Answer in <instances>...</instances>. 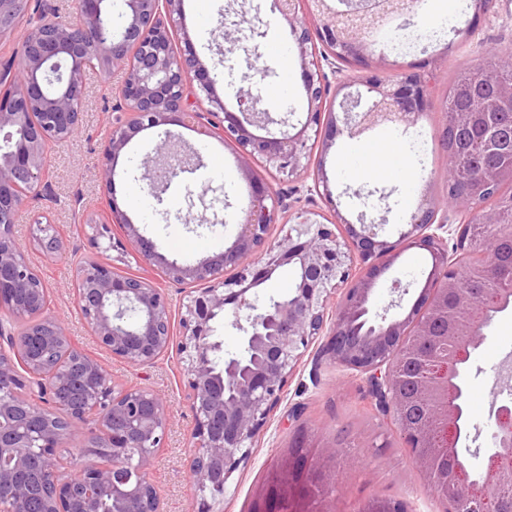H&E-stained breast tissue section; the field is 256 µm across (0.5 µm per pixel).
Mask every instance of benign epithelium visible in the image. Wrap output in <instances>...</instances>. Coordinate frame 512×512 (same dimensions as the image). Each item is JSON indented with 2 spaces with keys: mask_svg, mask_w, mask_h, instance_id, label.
<instances>
[{
  "mask_svg": "<svg viewBox=\"0 0 512 512\" xmlns=\"http://www.w3.org/2000/svg\"><path fill=\"white\" fill-rule=\"evenodd\" d=\"M111 0H76L79 21L59 19L48 6L29 28L19 51L0 69V310L23 323L15 330L0 317V512H98L97 492H112L114 512H159L160 495L149 478L152 456L167 435L166 401L143 387H118L101 361L72 346L61 323L50 314L48 289L31 266L15 233L14 217L23 202L47 187L49 143L76 135L86 96L84 73L121 75L119 112L112 138L103 146L97 175L115 184L120 156L143 131L164 128L146 156L140 189L158 195L198 163L185 154L171 130L188 117L198 133L230 140L250 188V202L232 244L196 262L169 259L117 201L83 223L96 248L135 255L161 271L164 279L191 285L182 303L181 330L174 331L173 304L154 279L125 276L94 260L77 268L75 288L81 311L99 344L131 366L155 363L175 350L187 371V398L194 415L188 440L198 512H218L224 489L245 459L287 378L310 344L326 337L321 351L368 388L370 406L393 423L424 480L439 459L459 454L456 378L470 349L483 340L486 314L512 303V285L482 292L460 287L463 254L473 245L468 225H487V237L500 240L491 210L493 197L483 180L457 190L453 211L440 212L429 198L420 201L395 241L379 236L377 224L349 222L334 209L332 225L305 218L284 237L270 241V225L289 209L288 193L277 192L255 170L265 161L287 177L312 178L309 193L330 195L322 169L311 172L310 141L323 136L329 149L337 136H357L378 125L418 123L432 107L421 73L403 70L385 82L375 74L385 60L370 34L393 18L418 13L421 0H355L339 10L331 0H273L272 8L290 28L307 97L305 121L274 120L257 109L260 95L249 84L230 110L215 95V80L184 39L175 45L182 0H122L121 25L107 30ZM28 0H0V36L27 14ZM315 28H310V25ZM346 62L358 72L336 79L339 104H327L331 84L323 64ZM204 93L205 112L188 111L189 98ZM512 112V85L492 97H475L467 112H446L444 120L464 126L474 116L502 109ZM342 115H337V112ZM265 130L257 135L252 128ZM124 240L111 236L110 225ZM455 236L453 246L448 237ZM32 245L52 254L62 247L52 224H38ZM429 253L431 268L420 294L402 317L388 316L396 302L378 311L372 294L378 279L401 252ZM362 271L354 274L355 262ZM291 266L296 287L284 301L257 305L250 291L275 271ZM235 270L231 278L227 269ZM339 294L335 315L326 311ZM456 351L437 361L418 380L427 396L433 427L415 429L402 418L400 378L394 356L403 350L418 358L435 349L434 314ZM243 333L244 352L225 357L215 340L219 319ZM494 425L481 481L465 468L453 470L442 499L448 512H498L497 496L512 491V405L492 407ZM77 448L78 475L61 471L64 445Z\"/></svg>",
  "mask_w": 512,
  "mask_h": 512,
  "instance_id": "benign-epithelium-1",
  "label": "benign epithelium"
}]
</instances>
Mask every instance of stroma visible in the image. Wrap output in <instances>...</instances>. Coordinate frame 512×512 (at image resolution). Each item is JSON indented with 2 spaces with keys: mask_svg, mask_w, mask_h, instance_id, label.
Masks as SVG:
<instances>
[{
  "mask_svg": "<svg viewBox=\"0 0 512 512\" xmlns=\"http://www.w3.org/2000/svg\"><path fill=\"white\" fill-rule=\"evenodd\" d=\"M271 0H212L209 14L202 15L184 4L182 28L202 63L216 76V91L227 105H235L240 87L252 84L260 91L262 107L271 117L305 119L307 99L299 76V62L289 42V29L270 7ZM458 19L438 35L422 38L403 52L386 50V67L380 79L389 80L397 66L435 78L434 98L442 100L453 72L462 64L477 62L484 50L494 48L512 53V0H494L491 10L475 16L471 0H457ZM261 48L257 69H250L242 52L231 50L232 39ZM119 80L86 74L87 96L83 128L75 139L52 143L48 193L24 202L16 221V236L28 247V256L43 278L50 295L52 314L65 327L72 344L93 357H102L117 384L158 391L167 402L169 431L163 448L151 460V480L163 493V512H193L194 484L187 438L193 426L184 398L186 377L175 354H167L148 368L132 367L102 356L97 341L77 305L73 282L76 268L86 258L101 263L115 262L125 274L158 277L134 256L116 261L115 251L94 248L82 228L84 219L116 199L138 224L141 233L153 239L161 252L177 260H199L230 245L238 220L249 202V188L239 170L233 146L198 135L192 125L178 127L187 152L199 155L202 166L185 181L173 183L160 198L138 192L129 181L137 174L145 153L156 135L144 131L119 159L114 190H106L96 177L101 162V145L112 132V113ZM441 115L431 112L417 127L385 126L377 137L408 155V178L389 176L359 181L346 174L336 162V150L314 145L312 167L323 168L331 198L307 195L305 178L286 179L275 166L257 163L258 173L275 190L290 192V208L269 228L270 239L282 238L298 212L328 222L335 213L356 220L366 213L381 224L383 234L396 240L423 194L443 200L448 153L440 145L437 130ZM217 188L224 199L218 220L197 224L184 209L186 192L201 193ZM56 225L63 241L52 255L30 249L32 228L37 223ZM430 269L426 251L405 250L383 275L375 290L377 307L391 301L409 310L417 299ZM400 281L407 293L396 297L390 286ZM321 342H314L296 365L283 388L278 405L257 435L247 458L233 473L224 490L223 512H271L264 489L282 459L322 472L325 485L341 482L343 493L323 494L318 505L325 512H353L357 505L388 499L406 505L407 512H445L446 505L409 460L406 446L393 426L372 410L364 398L362 383L328 361L318 360ZM512 354V314L499 317L488 330L469 361L467 409L475 439H467L465 459L470 469L486 466L488 439L493 426L491 406L499 388L493 371L506 354Z\"/></svg>",
  "mask_w": 512,
  "mask_h": 512,
  "instance_id": "35a3bbf8",
  "label": "stroma"
}]
</instances>
